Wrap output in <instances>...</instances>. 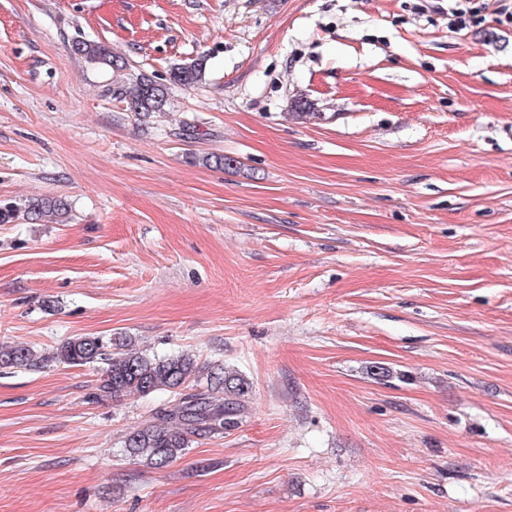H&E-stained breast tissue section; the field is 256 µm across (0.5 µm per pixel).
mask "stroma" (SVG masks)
Instances as JSON below:
<instances>
[{"instance_id": "obj_1", "label": "stroma", "mask_w": 512, "mask_h": 512, "mask_svg": "<svg viewBox=\"0 0 512 512\" xmlns=\"http://www.w3.org/2000/svg\"><path fill=\"white\" fill-rule=\"evenodd\" d=\"M202 55L166 111L115 94ZM44 196L73 219L0 224V343L129 336L253 388L153 469L123 440L178 393L0 369V512H512V26L453 32L448 0H0V200ZM72 51L90 62L103 64L113 69H122L127 65L123 58L114 55L112 49L102 42L76 41L72 45Z\"/></svg>"}]
</instances>
